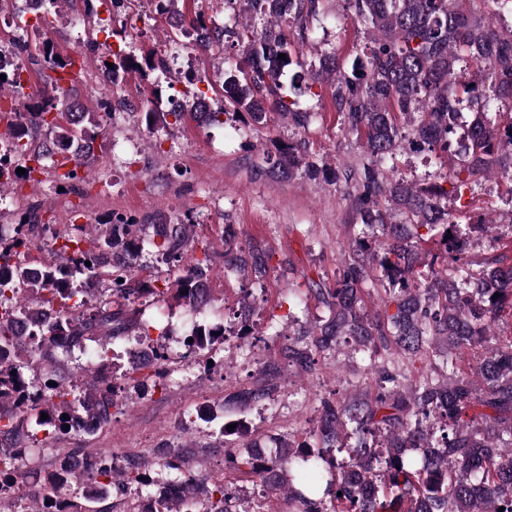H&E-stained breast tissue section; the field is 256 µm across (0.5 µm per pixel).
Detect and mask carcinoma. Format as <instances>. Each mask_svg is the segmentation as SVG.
Returning <instances> with one entry per match:
<instances>
[{
	"label": "carcinoma",
	"mask_w": 512,
	"mask_h": 512,
	"mask_svg": "<svg viewBox=\"0 0 512 512\" xmlns=\"http://www.w3.org/2000/svg\"><path fill=\"white\" fill-rule=\"evenodd\" d=\"M79 1L92 19L91 0H40V25L30 29L22 22V31L32 32L41 47L30 59L41 66L54 94L22 101L23 84L10 73L0 80V96L12 92L22 108L20 126H8L3 136L0 201L6 199L5 187L33 174L29 166L17 174L12 158L22 162L64 153L75 141L81 150L72 154V168L58 162L55 169L62 170L57 186L78 192L94 160L92 144L107 134V113L75 112L69 104L59 106L56 96L60 73L77 63L58 52L50 32L55 18ZM154 2L151 20H166L210 50L229 41L241 44L246 65L226 63L217 109L203 111L210 97L200 91L192 103L168 113L143 112L147 130L167 115L177 122L188 115L201 124L230 115L245 127H258L272 112L306 129L315 113L299 108L296 97H315L313 88L328 84L345 130L356 135L365 154L357 169L332 167L309 155L299 140L276 145L264 162L271 174L331 173L358 187L359 229L345 248L350 260L336 268L332 283L305 281V296L328 316L301 327L280 353L308 374L319 358L344 344L368 362L378 388L321 397L314 408L317 445L290 434L268 455L245 443L227 449L228 468L256 477L262 490L280 494L291 512H512V264L494 256L473 272L466 254L473 239L495 223L478 217L461 226L448 212V196L460 200L496 171L512 170V119L503 121L500 110L504 105L512 110V28L465 11L460 0H345L351 19L369 35L348 72L334 48L323 51L316 66L297 54L295 45L309 41L312 21L323 15V0H243L249 17L239 27L222 29L208 25L200 13L186 16L180 0ZM285 23L294 29L291 39ZM470 62L477 71H468ZM99 69L111 74L114 88L132 72L151 81L156 102L173 86L168 58L158 52L139 59L120 49L100 57ZM44 129L55 132V139L39 140ZM406 144L447 158L443 180L451 189L425 179L386 178L385 169L394 167ZM42 207L38 200L28 203L18 213L16 237L0 238V304L14 307L16 314L0 319V434L20 430L24 411L17 399L35 392L32 429L50 441L65 424L112 421V383L96 376L80 383L78 374L61 373L60 357L95 345L105 359L120 336L160 344L129 310L154 294L135 278L133 261L144 254L168 265L179 261L191 225L145 224L113 214L94 236L76 228L54 251L56 263L31 271L8 258L15 249L28 253L57 242L48 235ZM269 259L233 237L224 240V270L231 274L258 281ZM210 266L205 250L169 290L189 307L209 302ZM106 276L112 283L104 293L83 287ZM16 281L24 287L14 288ZM374 294L381 307L371 313L366 299ZM226 332L199 324L184 345L210 352ZM55 336L66 342L57 346ZM278 376L277 365L265 366L260 383L240 390L233 403L246 408L263 399ZM30 452L16 444L0 456V482L12 479ZM179 470L181 464L171 460L152 473L122 469L101 454L96 481L60 470L49 484L51 503H59L56 512H98L96 504L112 491L133 487L139 512H256L240 508L224 484L203 477L185 478L181 496L165 497L164 485ZM4 501L1 495L0 512H50L41 495L22 509L14 501L6 508Z\"/></svg>",
	"instance_id": "cac0c4a2"
}]
</instances>
